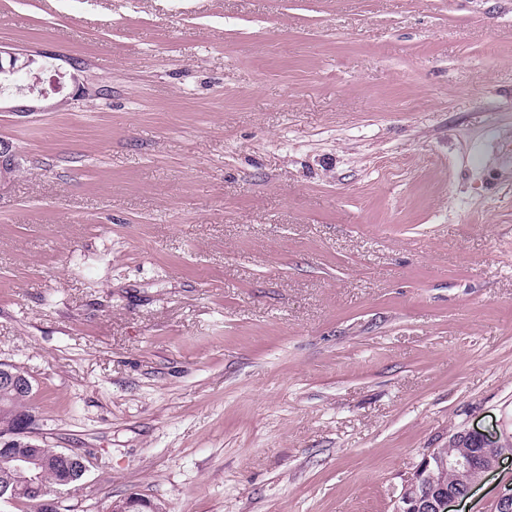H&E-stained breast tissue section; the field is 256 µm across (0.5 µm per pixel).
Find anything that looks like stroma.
I'll list each match as a JSON object with an SVG mask.
<instances>
[{"mask_svg": "<svg viewBox=\"0 0 512 512\" xmlns=\"http://www.w3.org/2000/svg\"><path fill=\"white\" fill-rule=\"evenodd\" d=\"M0 44L112 89L0 116V362L73 512H394L512 435V0H0ZM21 155L19 151L16 149L14 144L6 139H0V191L5 187L11 184L12 180L9 179V173L11 170L17 168L13 174L12 178L17 176V174L21 171ZM19 167V168H18ZM17 172V173H16ZM16 173V174H15ZM467 444L453 442L443 448L447 455L460 454L467 445L468 453L455 458L440 453V448H431L420 464L404 481L396 499V512H449L452 503L468 497L471 491L481 485L489 473L499 465L506 451L512 453V437L493 438L482 432L463 436ZM453 472L462 481L454 484ZM446 476V483L445 475Z\"/></svg>", "mask_w": 512, "mask_h": 512, "instance_id": "stroma-1", "label": "stroma"}]
</instances>
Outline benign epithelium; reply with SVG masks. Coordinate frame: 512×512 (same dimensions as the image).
Returning a JSON list of instances; mask_svg holds the SVG:
<instances>
[{
  "label": "benign epithelium",
  "mask_w": 512,
  "mask_h": 512,
  "mask_svg": "<svg viewBox=\"0 0 512 512\" xmlns=\"http://www.w3.org/2000/svg\"><path fill=\"white\" fill-rule=\"evenodd\" d=\"M71 70L48 67L21 49L0 45V115L27 118L38 112L68 107L90 94L97 98L109 95L106 85L88 89L80 82L84 66L73 61ZM73 84L72 92L64 90ZM21 166V155L14 144L0 139V191L11 184L9 173ZM17 392L29 393L33 385L28 372L15 364L0 363V384ZM34 417L27 416L15 425L0 426V447L9 462L0 472V499L10 503L16 497L31 493L43 512H59L64 495L77 488L71 480L55 487L40 485L42 461L31 452ZM468 453L447 457L437 448L428 450L410 476L404 481L396 499L395 512H449L452 503L468 497L499 465L505 452H512V437L493 438L482 432L464 436ZM453 472L462 485L450 487L445 475Z\"/></svg>",
  "instance_id": "obj_1"
}]
</instances>
